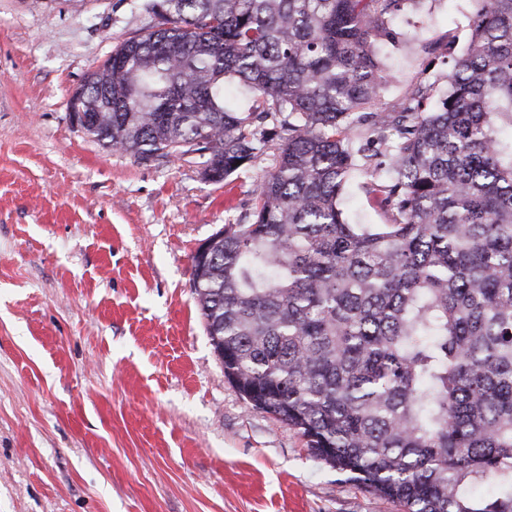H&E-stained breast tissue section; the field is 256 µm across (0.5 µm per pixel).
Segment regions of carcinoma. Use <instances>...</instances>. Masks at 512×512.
I'll use <instances>...</instances> for the list:
<instances>
[{
    "label": "carcinoma",
    "instance_id": "obj_1",
    "mask_svg": "<svg viewBox=\"0 0 512 512\" xmlns=\"http://www.w3.org/2000/svg\"><path fill=\"white\" fill-rule=\"evenodd\" d=\"M427 2L140 0L153 24L85 80L112 106L85 134L144 164L208 149L216 183L276 143L252 212L192 260L224 377L402 512H512V0H473L437 107L425 76L374 112L376 44ZM356 174L387 223L343 217Z\"/></svg>",
    "mask_w": 512,
    "mask_h": 512
}]
</instances>
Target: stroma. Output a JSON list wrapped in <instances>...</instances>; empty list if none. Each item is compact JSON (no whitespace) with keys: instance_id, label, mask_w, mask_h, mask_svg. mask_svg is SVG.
I'll use <instances>...</instances> for the list:
<instances>
[{"instance_id":"stroma-1","label":"stroma","mask_w":512,"mask_h":512,"mask_svg":"<svg viewBox=\"0 0 512 512\" xmlns=\"http://www.w3.org/2000/svg\"><path fill=\"white\" fill-rule=\"evenodd\" d=\"M472 12L396 18L375 110L447 74ZM149 23L135 0H0V512H400L246 403L196 305L193 254L252 210L276 145L215 183L70 123L71 93ZM364 182L348 222L385 223Z\"/></svg>"}]
</instances>
